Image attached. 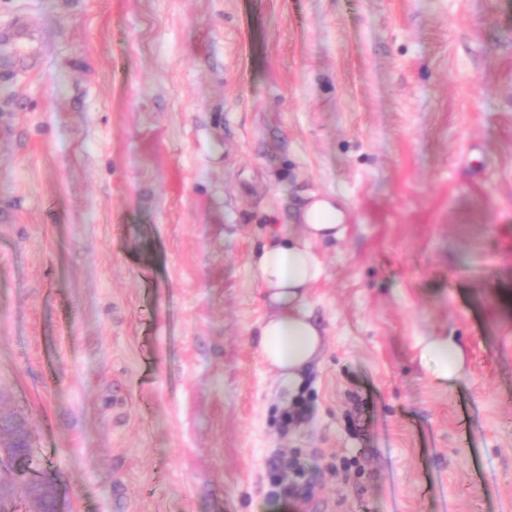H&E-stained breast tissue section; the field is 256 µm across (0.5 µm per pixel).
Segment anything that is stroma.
<instances>
[{
  "label": "stroma",
  "instance_id": "obj_1",
  "mask_svg": "<svg viewBox=\"0 0 512 512\" xmlns=\"http://www.w3.org/2000/svg\"><path fill=\"white\" fill-rule=\"evenodd\" d=\"M326 195L291 389L252 258ZM6 416L59 512H512V0H0ZM421 357L432 365L437 378L447 381L459 375L464 362L463 349L448 336H433L424 340ZM307 463L297 458H288L279 455L272 463L271 496L273 498L292 497L299 498L309 492L310 487L301 484L307 474Z\"/></svg>",
  "mask_w": 512,
  "mask_h": 512
}]
</instances>
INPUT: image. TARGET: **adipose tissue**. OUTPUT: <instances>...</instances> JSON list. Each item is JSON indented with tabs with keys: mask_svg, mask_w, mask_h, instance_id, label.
I'll return each mask as SVG.
<instances>
[{
	"mask_svg": "<svg viewBox=\"0 0 512 512\" xmlns=\"http://www.w3.org/2000/svg\"><path fill=\"white\" fill-rule=\"evenodd\" d=\"M301 233L279 229L269 244L256 253L252 270L273 314L258 325L265 363L285 383L295 385L319 357L323 339L311 317L307 290L323 275L314 243L343 239L347 226L343 212L327 198H317L304 209ZM421 357L431 364L437 378L453 380L464 362L461 346L451 337L433 336L422 343Z\"/></svg>",
	"mask_w": 512,
	"mask_h": 512,
	"instance_id": "obj_1",
	"label": "adipose tissue"
}]
</instances>
